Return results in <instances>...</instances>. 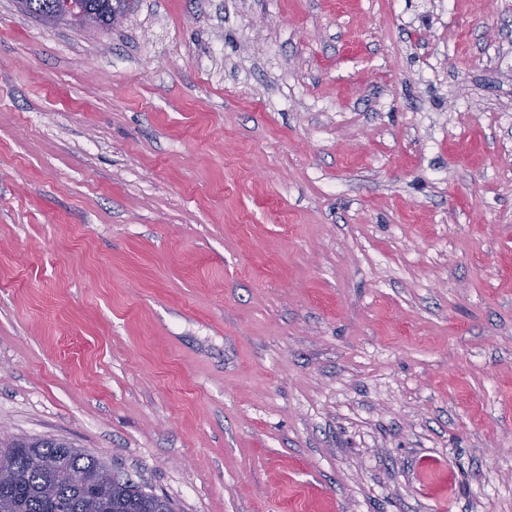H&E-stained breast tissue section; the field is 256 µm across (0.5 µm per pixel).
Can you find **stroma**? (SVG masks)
<instances>
[{
    "label": "stroma",
    "instance_id": "35a3bbf8",
    "mask_svg": "<svg viewBox=\"0 0 512 512\" xmlns=\"http://www.w3.org/2000/svg\"><path fill=\"white\" fill-rule=\"evenodd\" d=\"M174 512H512V0H0V437ZM92 12L95 13V26L110 28L113 13L125 16L133 8V0H89Z\"/></svg>",
    "mask_w": 512,
    "mask_h": 512
}]
</instances>
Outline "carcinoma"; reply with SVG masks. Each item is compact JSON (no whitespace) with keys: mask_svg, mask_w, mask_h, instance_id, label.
<instances>
[{"mask_svg":"<svg viewBox=\"0 0 512 512\" xmlns=\"http://www.w3.org/2000/svg\"><path fill=\"white\" fill-rule=\"evenodd\" d=\"M23 12L35 17L55 10L56 0H27ZM95 25L110 27L113 13L126 15L134 0H90ZM33 457L44 460V469L30 470ZM0 463L12 468L16 479L0 484V509L5 512H173L170 502L145 491L131 480L113 475L94 455L71 444L41 442L18 437L0 442ZM88 474L108 486L107 499L90 505V497L74 478Z\"/></svg>","mask_w":512,"mask_h":512,"instance_id":"1","label":"carcinoma"}]
</instances>
